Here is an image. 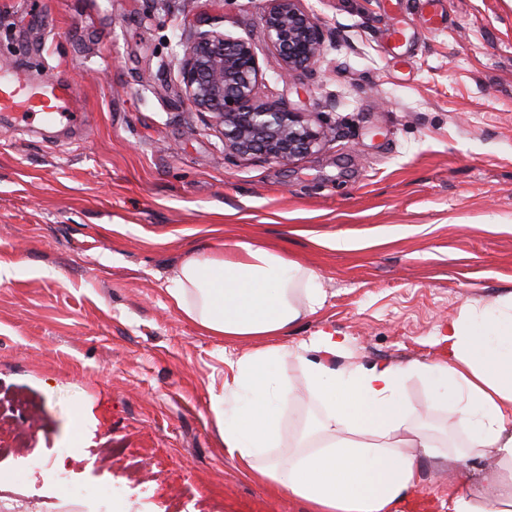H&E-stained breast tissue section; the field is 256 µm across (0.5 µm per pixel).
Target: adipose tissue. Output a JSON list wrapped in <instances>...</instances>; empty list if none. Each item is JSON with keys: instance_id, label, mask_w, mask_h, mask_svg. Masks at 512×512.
Returning <instances> with one entry per match:
<instances>
[{"instance_id": "ef3b65f1", "label": "adipose tissue", "mask_w": 512, "mask_h": 512, "mask_svg": "<svg viewBox=\"0 0 512 512\" xmlns=\"http://www.w3.org/2000/svg\"><path fill=\"white\" fill-rule=\"evenodd\" d=\"M168 295L187 318L224 337L286 334L326 298L314 270L250 239L225 244L218 256L188 257ZM443 340L448 356L439 362L337 369L328 360L349 353L350 342L324 330L239 356L212 405L225 451L309 512H398L421 480L419 455L437 460L449 451L465 462L490 454L494 470L478 487H450L437 512H512V293L464 304ZM291 361L319 413L297 416L300 435L278 456ZM415 379L435 404L451 408L467 431L462 443L439 449L417 424L406 395Z\"/></svg>"}]
</instances>
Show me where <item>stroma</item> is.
<instances>
[{
  "label": "stroma",
  "instance_id": "stroma-1",
  "mask_svg": "<svg viewBox=\"0 0 512 512\" xmlns=\"http://www.w3.org/2000/svg\"><path fill=\"white\" fill-rule=\"evenodd\" d=\"M301 5L327 49L285 79L265 0H0V66L71 84L87 114L82 129L0 119V397L37 405L13 422L26 448L0 458L25 498L0 512H99L60 499L52 469L111 486L115 512H305L224 449L211 399L231 361L322 329L352 340L337 368L437 361L440 325L512 292V0ZM197 28L248 39L258 96L334 135L291 161L225 151L177 88ZM238 238L316 271L323 307L271 339L212 336L175 309L179 266ZM408 393L463 440L421 382ZM109 446L146 449L143 480L101 461ZM494 465L423 461L401 512Z\"/></svg>",
  "mask_w": 512,
  "mask_h": 512
}]
</instances>
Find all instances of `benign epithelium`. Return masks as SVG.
<instances>
[{
    "mask_svg": "<svg viewBox=\"0 0 512 512\" xmlns=\"http://www.w3.org/2000/svg\"><path fill=\"white\" fill-rule=\"evenodd\" d=\"M263 27L283 64V76L315 65L324 54L326 32L301 0H266ZM261 67L252 43L213 31H197L186 44L179 70L182 97L211 116L224 148L239 156L290 161L309 154L327 137L295 112L262 102L256 89Z\"/></svg>",
    "mask_w": 512,
    "mask_h": 512,
    "instance_id": "1",
    "label": "benign epithelium"
}]
</instances>
